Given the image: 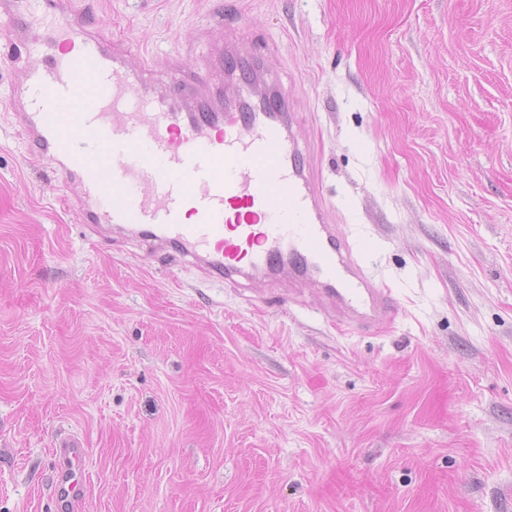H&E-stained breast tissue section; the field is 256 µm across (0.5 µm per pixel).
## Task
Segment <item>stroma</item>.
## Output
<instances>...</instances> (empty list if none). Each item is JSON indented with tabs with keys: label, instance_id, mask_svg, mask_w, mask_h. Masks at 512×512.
Instances as JSON below:
<instances>
[{
	"label": "stroma",
	"instance_id": "obj_1",
	"mask_svg": "<svg viewBox=\"0 0 512 512\" xmlns=\"http://www.w3.org/2000/svg\"><path fill=\"white\" fill-rule=\"evenodd\" d=\"M211 0H90L200 64ZM402 313L337 333L318 289L202 281L105 242L0 111V512H512V0H223ZM55 454L60 460L55 499L61 508L77 510L84 493V483L77 478V471L85 462L87 448L79 439L68 437L58 441Z\"/></svg>",
	"mask_w": 512,
	"mask_h": 512
}]
</instances>
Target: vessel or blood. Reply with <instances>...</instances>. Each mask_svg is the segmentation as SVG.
<instances>
[{"instance_id":"b4317fda","label":"vessel or blood","mask_w":512,"mask_h":512,"mask_svg":"<svg viewBox=\"0 0 512 512\" xmlns=\"http://www.w3.org/2000/svg\"><path fill=\"white\" fill-rule=\"evenodd\" d=\"M79 0H0L13 44L0 55V99L28 153L80 189L90 233H125L203 280L288 276L316 285L338 330L388 328L399 314L316 186L293 137L298 116L266 54L219 42L189 71L108 41ZM37 49L38 64L23 61ZM55 499L75 512L87 450L58 441Z\"/></svg>"}]
</instances>
